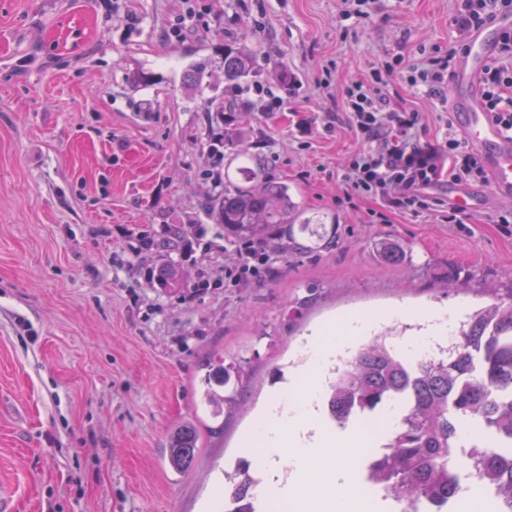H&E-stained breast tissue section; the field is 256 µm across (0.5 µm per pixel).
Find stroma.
Here are the masks:
<instances>
[{
	"instance_id": "35a3bbf8",
	"label": "stroma",
	"mask_w": 512,
	"mask_h": 512,
	"mask_svg": "<svg viewBox=\"0 0 512 512\" xmlns=\"http://www.w3.org/2000/svg\"><path fill=\"white\" fill-rule=\"evenodd\" d=\"M344 0H0V512H224V475L259 472L247 430L304 363L308 336L354 314L377 331L400 308L471 311L512 297V236L492 206L466 226L389 214L349 198L339 173L362 145L336 120L353 82L379 85L390 107L422 113L441 136L445 106L409 90L407 65L447 51L453 0H375L343 20ZM254 58L224 80V49ZM234 100L229 123L207 102ZM258 152L304 207L334 216L336 248L273 258L261 281L224 285L234 243L207 216L230 157L210 137ZM198 224L177 255L182 292L152 281L134 251L143 231ZM394 240L406 260L386 263ZM456 289H447V281ZM243 370L240 407L201 404L206 357ZM201 419L194 465L173 471L170 432ZM336 470L365 496L362 453L337 448Z\"/></svg>"
}]
</instances>
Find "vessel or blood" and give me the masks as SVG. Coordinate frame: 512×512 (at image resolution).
<instances>
[{
    "instance_id": "obj_1",
    "label": "vessel or blood",
    "mask_w": 512,
    "mask_h": 512,
    "mask_svg": "<svg viewBox=\"0 0 512 512\" xmlns=\"http://www.w3.org/2000/svg\"><path fill=\"white\" fill-rule=\"evenodd\" d=\"M509 28H512V14H504L492 26L472 31L448 84V97L459 131L477 146L489 176L488 188L478 193L457 184L445 189L449 205L465 212L482 209L487 199L496 203L512 202V139L487 112L480 84L481 73L496 49V33Z\"/></svg>"
}]
</instances>
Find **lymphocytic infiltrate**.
<instances>
[{
	"label": "lymphocytic infiltrate",
	"instance_id": "obj_1",
	"mask_svg": "<svg viewBox=\"0 0 512 512\" xmlns=\"http://www.w3.org/2000/svg\"><path fill=\"white\" fill-rule=\"evenodd\" d=\"M455 24L462 38L447 52L426 59L407 76L409 87L447 101L448 78L464 51V37L490 23L498 14L512 12V0H454ZM488 112L507 135H512V30L502 32L496 51L481 76ZM342 110L364 145L344 166L341 178L351 195L377 198L389 209L414 215L436 210L442 199L434 196L443 178L457 183L488 181L478 155L456 134L443 141H422L420 113L388 109L379 89L357 83L348 87Z\"/></svg>",
	"mask_w": 512,
	"mask_h": 512
}]
</instances>
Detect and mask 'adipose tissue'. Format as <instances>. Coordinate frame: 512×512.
<instances>
[{"instance_id":"obj_1","label":"adipose tissue","mask_w":512,"mask_h":512,"mask_svg":"<svg viewBox=\"0 0 512 512\" xmlns=\"http://www.w3.org/2000/svg\"><path fill=\"white\" fill-rule=\"evenodd\" d=\"M366 333L363 320L347 317L335 329L324 330L313 337L308 344V375L296 377L287 389L275 393L248 432L265 468L267 499L290 506L291 512H311L312 503L306 491L309 471L313 461L324 454L322 441L310 437L311 431L321 424L316 409L319 388L314 377L348 340ZM279 459L287 462L288 477H281L275 465Z\"/></svg>"}]
</instances>
